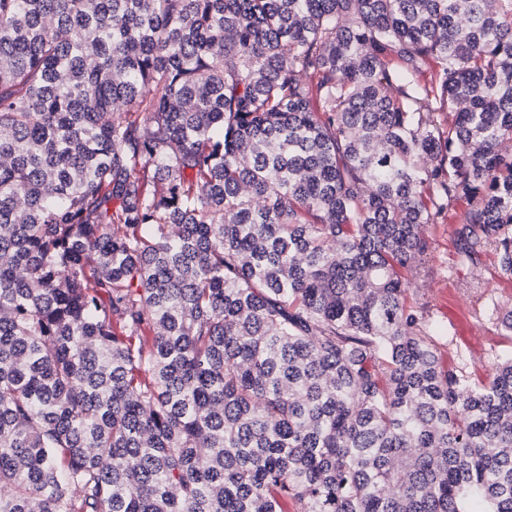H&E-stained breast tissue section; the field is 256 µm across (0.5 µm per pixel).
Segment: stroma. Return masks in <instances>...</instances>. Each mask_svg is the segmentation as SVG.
<instances>
[{
  "label": "stroma",
  "mask_w": 512,
  "mask_h": 512,
  "mask_svg": "<svg viewBox=\"0 0 512 512\" xmlns=\"http://www.w3.org/2000/svg\"><path fill=\"white\" fill-rule=\"evenodd\" d=\"M467 208L466 202H457L444 223L428 226L429 260L412 277L407 301L442 329L443 363L465 366L480 383L490 378L500 358L512 355V334L497 322L501 308L512 307V277L502 275L491 254L473 264L460 262L456 239Z\"/></svg>",
  "instance_id": "stroma-1"
}]
</instances>
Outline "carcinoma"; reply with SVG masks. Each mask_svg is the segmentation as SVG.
Segmentation results:
<instances>
[{"label":"carcinoma","instance_id":"cac0c4a2","mask_svg":"<svg viewBox=\"0 0 512 512\" xmlns=\"http://www.w3.org/2000/svg\"><path fill=\"white\" fill-rule=\"evenodd\" d=\"M511 139L512 0H0V512H512ZM468 205L457 202L443 224H430L425 270L411 279L408 303L419 307L443 331L442 362L465 366L476 383L487 381L501 357L512 355V334L497 322V314L512 307V277L503 276L493 254L472 263L459 260L456 239ZM463 364V365H462Z\"/></svg>","mask_w":512,"mask_h":512}]
</instances>
